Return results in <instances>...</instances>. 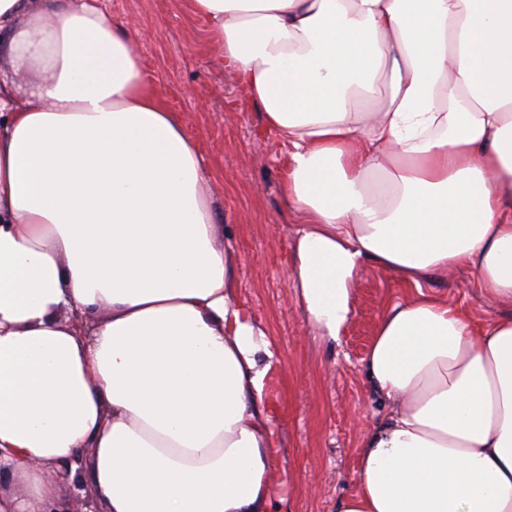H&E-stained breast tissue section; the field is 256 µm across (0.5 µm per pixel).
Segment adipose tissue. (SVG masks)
<instances>
[{"instance_id":"ef3b65f1","label":"adipose tissue","mask_w":512,"mask_h":512,"mask_svg":"<svg viewBox=\"0 0 512 512\" xmlns=\"http://www.w3.org/2000/svg\"><path fill=\"white\" fill-rule=\"evenodd\" d=\"M189 4L288 147L308 321L338 342L369 265L415 290L339 512H512V0ZM0 34V512L83 453L103 512H275L273 353L196 144L92 0H0ZM460 269L502 315L428 292Z\"/></svg>"}]
</instances>
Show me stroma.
Wrapping results in <instances>:
<instances>
[{"label":"stroma","instance_id":"1","mask_svg":"<svg viewBox=\"0 0 512 512\" xmlns=\"http://www.w3.org/2000/svg\"><path fill=\"white\" fill-rule=\"evenodd\" d=\"M98 5L131 34L156 95L197 142L212 174L219 221L232 230L240 299L265 328L274 353L263 393L274 431V504L278 512H338L355 488L361 428L380 409L362 360L385 305L409 298L410 291L389 272L363 269L339 343L322 342L287 276L295 230L280 194L287 146L212 57L207 32L185 0ZM432 290L481 321L499 311L460 270Z\"/></svg>","mask_w":512,"mask_h":512}]
</instances>
